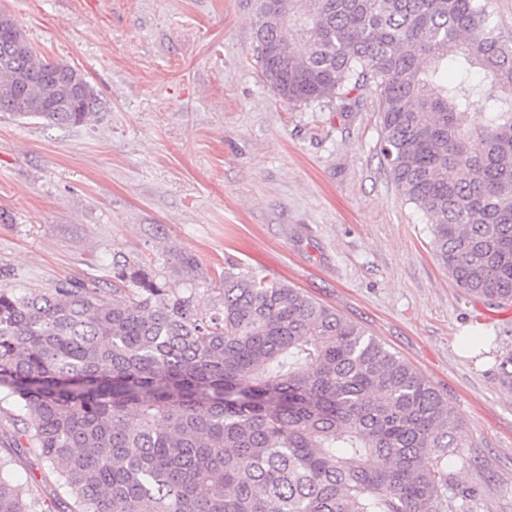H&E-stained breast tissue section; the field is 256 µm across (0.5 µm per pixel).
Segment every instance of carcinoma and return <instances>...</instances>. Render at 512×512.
I'll return each mask as SVG.
<instances>
[{"mask_svg": "<svg viewBox=\"0 0 512 512\" xmlns=\"http://www.w3.org/2000/svg\"><path fill=\"white\" fill-rule=\"evenodd\" d=\"M255 59L281 99L309 105L371 83L378 146L429 217L458 287L512 302V43L488 0H256ZM306 50L298 52L295 43ZM0 112L57 125L65 65L0 25ZM482 74L474 80L473 75ZM478 107L481 112L474 113ZM135 297L93 283L0 289V392L52 465L57 512H439L452 406L362 326L257 271L224 269L220 311L124 264ZM0 456V512H42Z\"/></svg>", "mask_w": 512, "mask_h": 512, "instance_id": "1", "label": "carcinoma"}]
</instances>
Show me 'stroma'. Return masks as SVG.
<instances>
[{"label": "stroma", "instance_id": "obj_1", "mask_svg": "<svg viewBox=\"0 0 512 512\" xmlns=\"http://www.w3.org/2000/svg\"><path fill=\"white\" fill-rule=\"evenodd\" d=\"M39 57L81 70L97 96L81 125L0 112V288L93 281L135 262L220 309L224 270L260 272L363 326L448 398L463 445L441 512H512V304L467 296L427 216L379 162L371 86L291 104L253 56V0H0ZM485 361L460 356L472 327ZM50 463L9 478L55 512Z\"/></svg>", "mask_w": 512, "mask_h": 512}]
</instances>
